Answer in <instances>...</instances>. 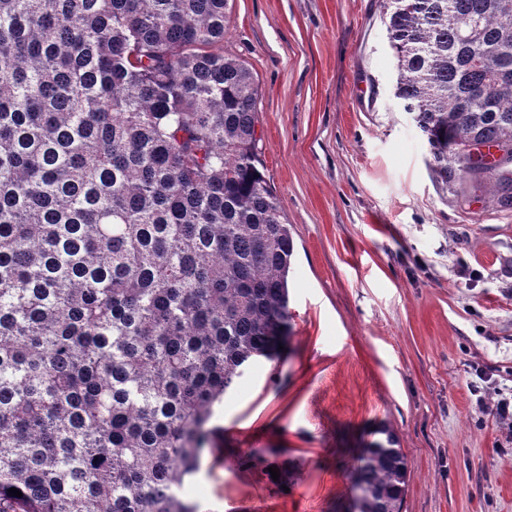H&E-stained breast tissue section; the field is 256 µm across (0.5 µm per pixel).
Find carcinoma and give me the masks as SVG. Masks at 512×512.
<instances>
[{
	"mask_svg": "<svg viewBox=\"0 0 512 512\" xmlns=\"http://www.w3.org/2000/svg\"><path fill=\"white\" fill-rule=\"evenodd\" d=\"M228 2L0 0V512H195L215 406L291 335ZM384 8L437 181L511 208L512 0ZM377 434L355 509L400 512L406 457Z\"/></svg>",
	"mask_w": 512,
	"mask_h": 512,
	"instance_id": "carcinoma-1",
	"label": "carcinoma"
}]
</instances>
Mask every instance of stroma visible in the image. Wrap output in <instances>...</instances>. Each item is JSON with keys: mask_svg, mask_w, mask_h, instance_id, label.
<instances>
[{"mask_svg": "<svg viewBox=\"0 0 512 512\" xmlns=\"http://www.w3.org/2000/svg\"><path fill=\"white\" fill-rule=\"evenodd\" d=\"M383 11L229 0L224 52L259 86L263 172L295 244L292 331L216 407L186 481L196 512H348L383 425L407 459L402 512H512V442L474 390L481 366L512 390V209L435 179Z\"/></svg>", "mask_w": 512, "mask_h": 512, "instance_id": "stroma-1", "label": "stroma"}]
</instances>
